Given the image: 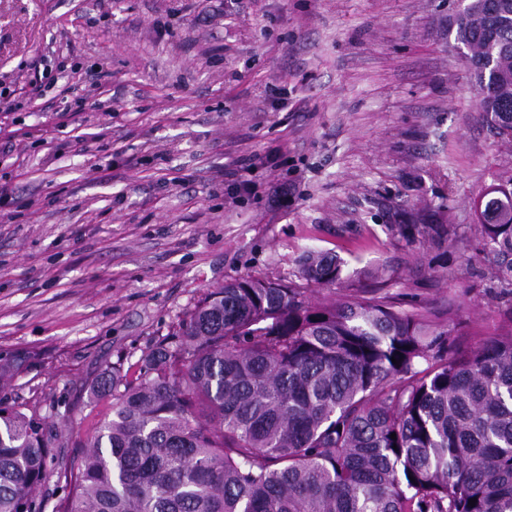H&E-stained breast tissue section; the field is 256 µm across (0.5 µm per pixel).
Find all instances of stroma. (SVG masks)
Segmentation results:
<instances>
[{
  "instance_id": "35a3bbf8",
  "label": "stroma",
  "mask_w": 512,
  "mask_h": 512,
  "mask_svg": "<svg viewBox=\"0 0 512 512\" xmlns=\"http://www.w3.org/2000/svg\"><path fill=\"white\" fill-rule=\"evenodd\" d=\"M452 0H0V388L64 454L112 416L83 388L224 281L298 276L308 249L385 267L405 308L468 325L512 303L473 202L512 167L448 34ZM288 90L277 106L276 88ZM253 164L252 188L236 175ZM396 224H454L439 253ZM38 353L27 348L0 349V383L25 373Z\"/></svg>"
}]
</instances>
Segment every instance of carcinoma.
I'll return each mask as SVG.
<instances>
[{"instance_id": "carcinoma-1", "label": "carcinoma", "mask_w": 512, "mask_h": 512, "mask_svg": "<svg viewBox=\"0 0 512 512\" xmlns=\"http://www.w3.org/2000/svg\"><path fill=\"white\" fill-rule=\"evenodd\" d=\"M448 33L491 127L512 130V0H465ZM483 196L478 244L512 295V168ZM297 263L298 283L208 290L137 375L107 365L88 391L112 419L73 459L56 461L39 403L0 400V512H44L53 476V512H512V304L461 342L451 300L406 309L381 287L336 289L350 275L334 253ZM37 357L0 349V383Z\"/></svg>"}]
</instances>
